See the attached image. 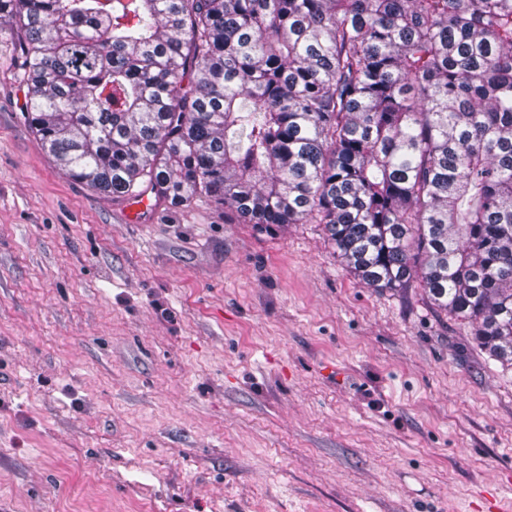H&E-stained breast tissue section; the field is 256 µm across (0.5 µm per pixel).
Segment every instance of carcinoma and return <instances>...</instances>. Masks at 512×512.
Segmentation results:
<instances>
[{
  "instance_id": "obj_1",
  "label": "carcinoma",
  "mask_w": 512,
  "mask_h": 512,
  "mask_svg": "<svg viewBox=\"0 0 512 512\" xmlns=\"http://www.w3.org/2000/svg\"><path fill=\"white\" fill-rule=\"evenodd\" d=\"M3 27L69 178L322 224L512 366V0H0Z\"/></svg>"
}]
</instances>
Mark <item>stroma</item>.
<instances>
[{
  "label": "stroma",
  "mask_w": 512,
  "mask_h": 512,
  "mask_svg": "<svg viewBox=\"0 0 512 512\" xmlns=\"http://www.w3.org/2000/svg\"><path fill=\"white\" fill-rule=\"evenodd\" d=\"M0 34V512H486L512 368L323 225L126 223L24 119Z\"/></svg>",
  "instance_id": "35a3bbf8"
}]
</instances>
